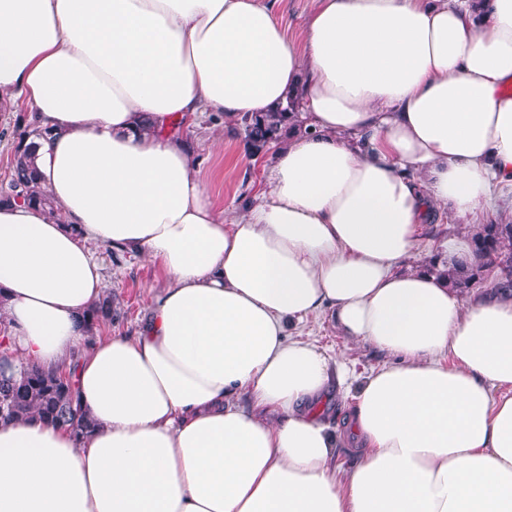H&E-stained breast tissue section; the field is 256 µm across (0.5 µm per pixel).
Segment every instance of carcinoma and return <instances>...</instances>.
<instances>
[{"instance_id":"cac0c4a2","label":"carcinoma","mask_w":512,"mask_h":512,"mask_svg":"<svg viewBox=\"0 0 512 512\" xmlns=\"http://www.w3.org/2000/svg\"><path fill=\"white\" fill-rule=\"evenodd\" d=\"M296 101L278 112H266L241 119L245 142L253 152L282 143L292 128L300 125ZM9 191L0 193V204L10 201L49 205L28 150L16 151ZM474 256L471 263L450 267L433 255L423 270L442 277L457 294L464 295L480 284L488 271H496L494 289L512 293V224L489 222L471 234ZM112 295H106L92 310V323L112 321ZM37 418L59 426L75 439L92 431L93 421L82 410L70 374L43 370L32 364H14L0 357V423Z\"/></svg>"}]
</instances>
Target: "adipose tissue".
Instances as JSON below:
<instances>
[{"label": "adipose tissue", "instance_id": "obj_1", "mask_svg": "<svg viewBox=\"0 0 512 512\" xmlns=\"http://www.w3.org/2000/svg\"><path fill=\"white\" fill-rule=\"evenodd\" d=\"M509 83L512 0H317L300 47L272 0H0V112L48 130L52 202L0 206V319L13 360L77 361L96 423L0 424V512H512V298L398 268L428 215L512 182ZM292 97L267 191L225 217L180 122ZM92 241L168 284L136 335L86 347ZM321 307L394 363L289 337ZM324 416L330 421L332 427L340 433H344L348 420L349 398L344 397V391L336 393L334 397L326 402Z\"/></svg>", "mask_w": 512, "mask_h": 512}]
</instances>
